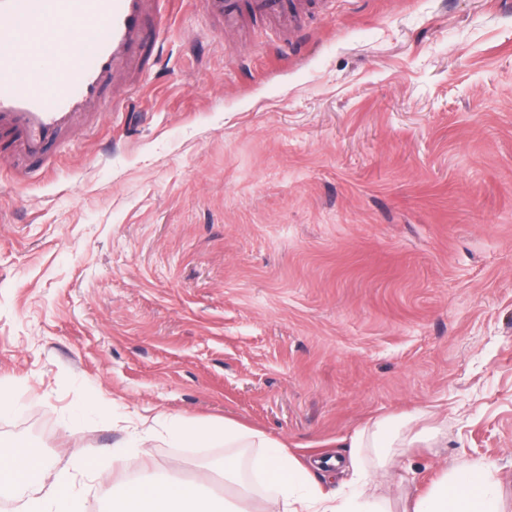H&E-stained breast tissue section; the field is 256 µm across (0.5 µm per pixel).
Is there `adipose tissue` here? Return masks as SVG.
Masks as SVG:
<instances>
[{"label": "adipose tissue", "mask_w": 512, "mask_h": 512, "mask_svg": "<svg viewBox=\"0 0 512 512\" xmlns=\"http://www.w3.org/2000/svg\"><path fill=\"white\" fill-rule=\"evenodd\" d=\"M177 447L190 448L196 442L224 443L231 456L224 459V480L234 484L240 498L254 493L251 483L240 476V460L234 448L249 441L261 453L253 466L261 472L271 489L262 512H386L382 500L369 495V473L357 458L334 455L303 464L287 446L259 430L243 429L227 420L201 424L193 418L175 414L166 420ZM448 438L443 426L429 425L419 430L398 432L390 421L377 420L352 436L354 448L370 449L379 465L391 463L397 448L428 447ZM348 473L349 478L336 489H326L314 476ZM496 467L484 460L470 461L434 479L428 489L411 504L410 512H501ZM0 493L17 496V512H79L80 502L71 490L68 473L53 472L44 459L29 450L25 438H0ZM112 512H218L215 499L205 483L177 478L157 482L144 474L124 484L113 498Z\"/></svg>", "instance_id": "ef3b65f1"}]
</instances>
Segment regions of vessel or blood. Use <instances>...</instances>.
Masks as SVG:
<instances>
[{
    "instance_id": "1",
    "label": "vessel or blood",
    "mask_w": 512,
    "mask_h": 512,
    "mask_svg": "<svg viewBox=\"0 0 512 512\" xmlns=\"http://www.w3.org/2000/svg\"><path fill=\"white\" fill-rule=\"evenodd\" d=\"M217 30L248 16L280 32L295 29L309 0H196ZM157 0H0V146L20 176L43 166L50 149L100 123L106 93L118 80L136 86L148 72L157 26ZM98 25L71 44L77 21ZM56 69L39 89V70L27 49Z\"/></svg>"
}]
</instances>
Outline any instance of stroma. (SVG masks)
Returning a JSON list of instances; mask_svg holds the SVG:
<instances>
[{"instance_id": "1", "label": "stroma", "mask_w": 512, "mask_h": 512, "mask_svg": "<svg viewBox=\"0 0 512 512\" xmlns=\"http://www.w3.org/2000/svg\"><path fill=\"white\" fill-rule=\"evenodd\" d=\"M159 9L93 132L21 180L0 154V437L106 512L145 416L304 458L422 409L448 445L377 470L388 512L468 459L512 512V0H335L289 38ZM149 448L234 497L224 446Z\"/></svg>"}]
</instances>
